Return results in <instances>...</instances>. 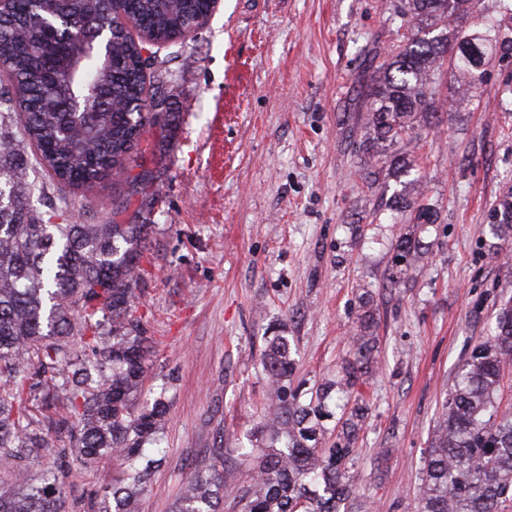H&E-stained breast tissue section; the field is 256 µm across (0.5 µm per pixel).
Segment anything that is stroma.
<instances>
[{"mask_svg": "<svg viewBox=\"0 0 512 512\" xmlns=\"http://www.w3.org/2000/svg\"><path fill=\"white\" fill-rule=\"evenodd\" d=\"M400 0H222L185 41L162 46L173 119L147 129L129 162L153 180L129 194L48 188L30 204L68 200L79 223L144 224L147 269L131 303L154 340L133 410L164 392L167 449L138 512H171L186 475L251 439L268 407L266 337L292 341L295 382L315 391L353 359L361 303L378 326L373 363L347 404L363 403L350 468L352 512H418L424 461L455 368L486 339L512 297V245L486 231L512 187V0H480L467 23L494 24L500 45L475 96L439 80L438 119L395 153L440 211L398 286L395 243L409 214L388 204L402 179L360 177L367 118L359 91L367 50L401 34ZM47 445L0 465V491L55 473L62 512H99L123 478L118 457L82 463L71 423L38 412Z\"/></svg>", "mask_w": 512, "mask_h": 512, "instance_id": "obj_1", "label": "stroma"}]
</instances>
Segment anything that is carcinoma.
<instances>
[{"instance_id": "cac0c4a2", "label": "carcinoma", "mask_w": 512, "mask_h": 512, "mask_svg": "<svg viewBox=\"0 0 512 512\" xmlns=\"http://www.w3.org/2000/svg\"><path fill=\"white\" fill-rule=\"evenodd\" d=\"M475 0H401L397 14L412 25L405 44L371 64L366 84L369 134L365 150L372 169L365 179L405 174L411 163L390 153L416 130L432 125L437 80L449 67L463 91L477 89L492 57V29L466 31L463 21ZM136 32L158 44L176 39L210 16V0H120ZM108 10L106 0H10L0 20V55L9 86L0 91V448L3 462L46 446L31 407L32 374L59 375L67 391L63 421L73 420L72 457L97 460L117 454L126 464L123 483L105 498L103 512H135L138 494L161 455L156 434L164 422V395L134 415L130 399L142 386L148 337L127 305L142 279L146 224H76L68 209L47 215L29 206L44 186L29 179L38 166L57 185L89 189L118 171L132 191L150 181L144 170L128 176L127 161L148 127L169 121L171 80L164 61L143 57L141 39L119 31L106 55L87 53L78 28L54 39L43 19L63 16L93 22ZM152 82H147V70ZM87 99L82 112H67L73 99ZM396 204L414 214L424 230L438 221L430 204L401 194ZM490 232L512 243V189L491 210ZM408 275L419 240L396 242ZM377 319L370 310L358 318L355 362L339 381L322 382L305 398L293 385L295 362L287 336H269L261 357L270 406L256 432L259 448H228L249 465L250 485H233V471L217 464L186 478L172 512H348L360 415L342 421L336 444L321 447L323 421L342 408L343 398L368 373ZM512 362V305L497 314L490 336L458 365L424 462L419 512H498L512 497V417L498 416L502 373ZM56 478L34 485L19 480L0 493V512H59Z\"/></svg>"}]
</instances>
